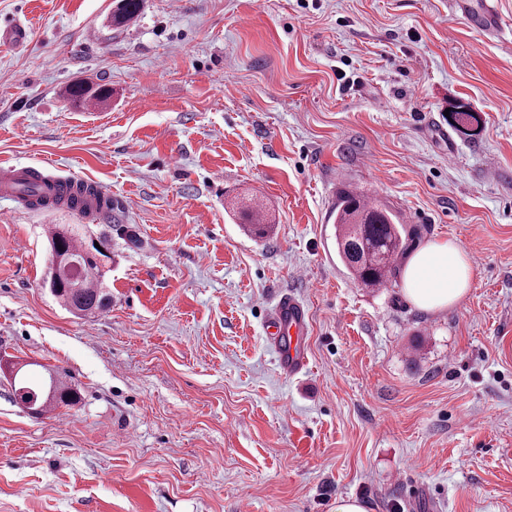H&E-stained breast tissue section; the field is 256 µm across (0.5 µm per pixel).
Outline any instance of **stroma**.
<instances>
[{"label": "stroma", "instance_id": "stroma-1", "mask_svg": "<svg viewBox=\"0 0 512 512\" xmlns=\"http://www.w3.org/2000/svg\"><path fill=\"white\" fill-rule=\"evenodd\" d=\"M111 10L0 0L32 29L0 44V162L117 202L112 306L83 318L44 286L46 227L102 218L0 213V357L80 391L34 416L0 371V512H512V0L497 37L447 28L448 0H143L120 29ZM77 84L109 95L74 105ZM458 102L474 135L448 127ZM346 188L414 245L456 242L467 295L431 314L401 277L358 286ZM281 291L310 315L290 378L265 332Z\"/></svg>", "mask_w": 512, "mask_h": 512}]
</instances>
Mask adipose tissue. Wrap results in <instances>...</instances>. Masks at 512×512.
I'll use <instances>...</instances> for the list:
<instances>
[{"label":"adipose tissue","instance_id":"1","mask_svg":"<svg viewBox=\"0 0 512 512\" xmlns=\"http://www.w3.org/2000/svg\"><path fill=\"white\" fill-rule=\"evenodd\" d=\"M402 278L404 294L412 306L437 313L465 297L470 288L471 270L462 249L448 240L428 243L410 253Z\"/></svg>","mask_w":512,"mask_h":512}]
</instances>
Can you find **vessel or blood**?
Wrapping results in <instances>:
<instances>
[{"instance_id":"vessel-or-blood-1","label":"vessel or blood","mask_w":512,"mask_h":512,"mask_svg":"<svg viewBox=\"0 0 512 512\" xmlns=\"http://www.w3.org/2000/svg\"><path fill=\"white\" fill-rule=\"evenodd\" d=\"M448 16L453 20L466 18L473 28L487 36L495 37L502 31L496 0H448ZM33 172L40 175L41 190L51 198L76 194L85 184L84 179L74 175H55L46 165L34 169L1 166L0 203H20L23 184ZM308 327V313L304 305L292 293L281 294L269 315L268 334L278 367L286 375L298 374L307 365L305 338Z\"/></svg>"}]
</instances>
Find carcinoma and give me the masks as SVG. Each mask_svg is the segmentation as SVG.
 Wrapping results in <instances>:
<instances>
[{
    "instance_id": "cac0c4a2",
    "label": "carcinoma",
    "mask_w": 512,
    "mask_h": 512,
    "mask_svg": "<svg viewBox=\"0 0 512 512\" xmlns=\"http://www.w3.org/2000/svg\"><path fill=\"white\" fill-rule=\"evenodd\" d=\"M142 0H114L112 26L122 28L138 15ZM451 126L462 133L479 123L467 103L458 102L449 111ZM336 245L338 254L352 277L364 288L388 285L396 258L405 248L406 229L387 206L352 190L339 193L336 200ZM244 220L257 235L265 234L261 205L243 210ZM52 268L45 279L51 294L67 310L77 314L103 313L112 307V292L103 286L102 266L106 254L85 240L84 225L48 227ZM31 390L40 411L51 405L70 406L78 400V389L48 370L39 381L19 380V387Z\"/></svg>"
}]
</instances>
